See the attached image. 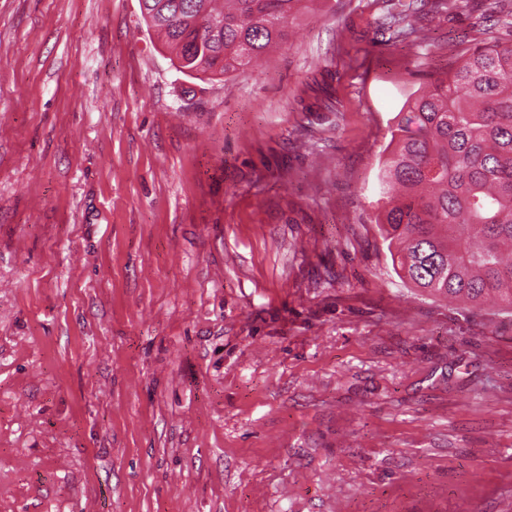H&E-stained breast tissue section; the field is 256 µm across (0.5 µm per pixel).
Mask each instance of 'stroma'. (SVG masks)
Listing matches in <instances>:
<instances>
[{"instance_id": "35a3bbf8", "label": "stroma", "mask_w": 512, "mask_h": 512, "mask_svg": "<svg viewBox=\"0 0 512 512\" xmlns=\"http://www.w3.org/2000/svg\"><path fill=\"white\" fill-rule=\"evenodd\" d=\"M379 8L197 79L139 0H0V512H512V319L374 223L409 97L512 26ZM419 12L408 6L405 9L391 12L386 16V25L393 31L395 38L401 41L410 39L417 33Z\"/></svg>"}]
</instances>
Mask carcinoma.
<instances>
[{"label": "carcinoma", "instance_id": "1", "mask_svg": "<svg viewBox=\"0 0 512 512\" xmlns=\"http://www.w3.org/2000/svg\"><path fill=\"white\" fill-rule=\"evenodd\" d=\"M140 0L180 72L224 75L288 36L303 0ZM201 17L220 25L199 35ZM418 11L391 12L401 41ZM381 163L379 224L393 269L413 288L478 305L493 296L512 315V46L466 50L431 80L391 132Z\"/></svg>", "mask_w": 512, "mask_h": 512}]
</instances>
